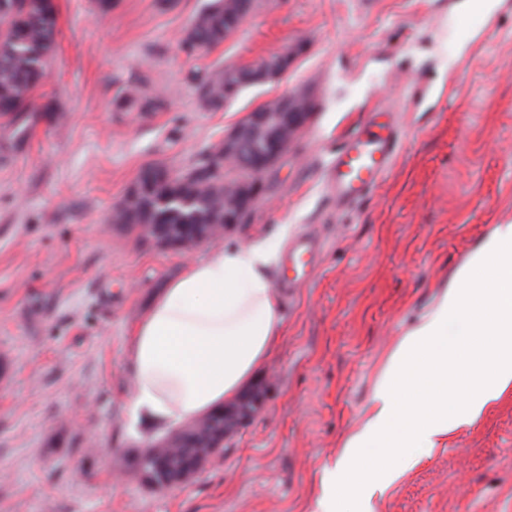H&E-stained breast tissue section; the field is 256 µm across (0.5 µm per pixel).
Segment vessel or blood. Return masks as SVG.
I'll use <instances>...</instances> for the list:
<instances>
[{
	"instance_id": "vessel-or-blood-1",
	"label": "vessel or blood",
	"mask_w": 512,
	"mask_h": 512,
	"mask_svg": "<svg viewBox=\"0 0 512 512\" xmlns=\"http://www.w3.org/2000/svg\"><path fill=\"white\" fill-rule=\"evenodd\" d=\"M375 110L337 149L326 176L328 192L337 204L353 205L370 195L392 169L399 130ZM322 248L319 236L299 235L288 249L279 287L292 288L308 279Z\"/></svg>"
}]
</instances>
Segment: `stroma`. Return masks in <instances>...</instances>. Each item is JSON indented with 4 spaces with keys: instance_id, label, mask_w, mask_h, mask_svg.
Here are the masks:
<instances>
[{
    "instance_id": "stroma-1",
    "label": "stroma",
    "mask_w": 512,
    "mask_h": 512,
    "mask_svg": "<svg viewBox=\"0 0 512 512\" xmlns=\"http://www.w3.org/2000/svg\"><path fill=\"white\" fill-rule=\"evenodd\" d=\"M208 0H58L57 125L0 155V512H312L325 464L368 405L383 362L493 225L512 221V0H265L223 44L179 40ZM304 50L276 83L217 112L193 71ZM137 86L159 112L117 104ZM456 87L453 98L445 88ZM310 89L311 122L265 177L244 221L213 245L324 240L313 278L281 298L284 329L255 379L265 404L188 484L159 490L131 465L133 329L186 260L103 220L141 169L177 168L248 112ZM404 132L394 167L352 210L327 168L379 101ZM376 512H512V390L449 435Z\"/></svg>"
}]
</instances>
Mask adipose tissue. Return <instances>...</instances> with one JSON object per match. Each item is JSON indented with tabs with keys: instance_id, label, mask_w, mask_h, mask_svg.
Masks as SVG:
<instances>
[{
	"instance_id": "obj_1",
	"label": "adipose tissue",
	"mask_w": 512,
	"mask_h": 512,
	"mask_svg": "<svg viewBox=\"0 0 512 512\" xmlns=\"http://www.w3.org/2000/svg\"><path fill=\"white\" fill-rule=\"evenodd\" d=\"M263 243L214 248L153 295L133 330V418L156 431L234 401L283 330ZM512 388V223L498 224L388 355L360 427L321 478L314 512H374L419 449Z\"/></svg>"
}]
</instances>
